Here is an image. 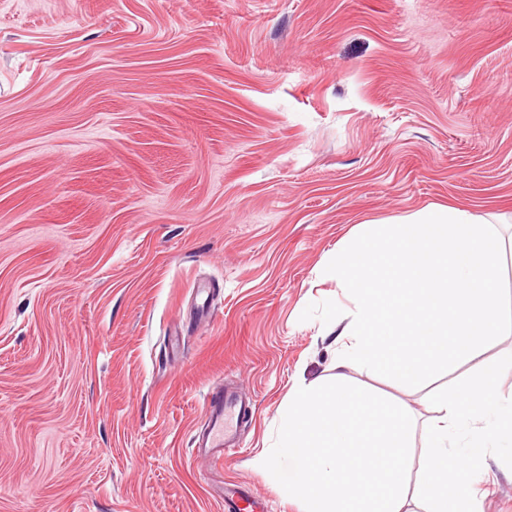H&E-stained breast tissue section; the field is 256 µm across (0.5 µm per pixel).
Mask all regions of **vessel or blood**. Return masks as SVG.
Wrapping results in <instances>:
<instances>
[{
    "mask_svg": "<svg viewBox=\"0 0 512 512\" xmlns=\"http://www.w3.org/2000/svg\"><path fill=\"white\" fill-rule=\"evenodd\" d=\"M246 409L234 391L218 389L207 393L203 403L204 426L194 437L197 450L215 460L236 454L234 421ZM221 500L226 512H264L262 500L238 484L226 486Z\"/></svg>",
    "mask_w": 512,
    "mask_h": 512,
    "instance_id": "b4317fda",
    "label": "vessel or blood"
}]
</instances>
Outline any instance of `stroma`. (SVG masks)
Here are the masks:
<instances>
[{"instance_id": "obj_1", "label": "stroma", "mask_w": 512, "mask_h": 512, "mask_svg": "<svg viewBox=\"0 0 512 512\" xmlns=\"http://www.w3.org/2000/svg\"><path fill=\"white\" fill-rule=\"evenodd\" d=\"M433 206L512 242V0H0V512H224L297 380L334 374L324 267ZM352 366L416 426L429 395ZM250 400L196 456L203 401Z\"/></svg>"}]
</instances>
